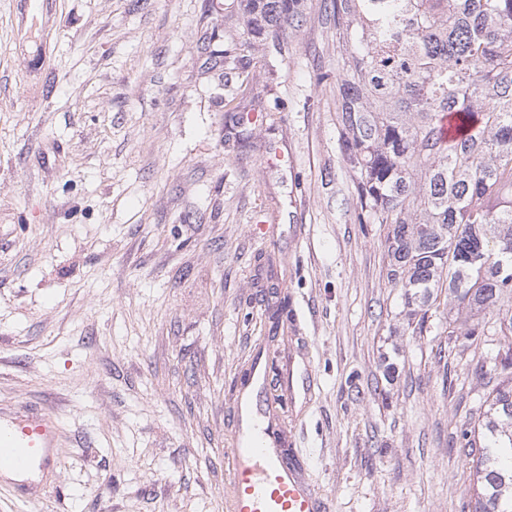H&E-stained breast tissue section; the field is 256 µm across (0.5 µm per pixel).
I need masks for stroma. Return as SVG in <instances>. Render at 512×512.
Masks as SVG:
<instances>
[{
    "label": "stroma",
    "instance_id": "stroma-1",
    "mask_svg": "<svg viewBox=\"0 0 512 512\" xmlns=\"http://www.w3.org/2000/svg\"><path fill=\"white\" fill-rule=\"evenodd\" d=\"M243 29L224 0H0V411L60 418L68 512H226L258 356L330 512H469L461 432L502 339L449 342L444 306L408 325L313 79L325 13L280 51Z\"/></svg>",
    "mask_w": 512,
    "mask_h": 512
}]
</instances>
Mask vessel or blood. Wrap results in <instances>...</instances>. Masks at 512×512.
Returning a JSON list of instances; mask_svg holds the SVG:
<instances>
[{
    "instance_id": "1",
    "label": "vessel or blood",
    "mask_w": 512,
    "mask_h": 512,
    "mask_svg": "<svg viewBox=\"0 0 512 512\" xmlns=\"http://www.w3.org/2000/svg\"><path fill=\"white\" fill-rule=\"evenodd\" d=\"M264 378L263 360L255 358L235 408L240 436L227 450L226 512H328L327 499L303 477L295 451L285 450L277 427L263 421ZM59 446V420L52 413L21 404L0 419V471L20 476L18 491H25L23 478L32 471L56 470Z\"/></svg>"
}]
</instances>
